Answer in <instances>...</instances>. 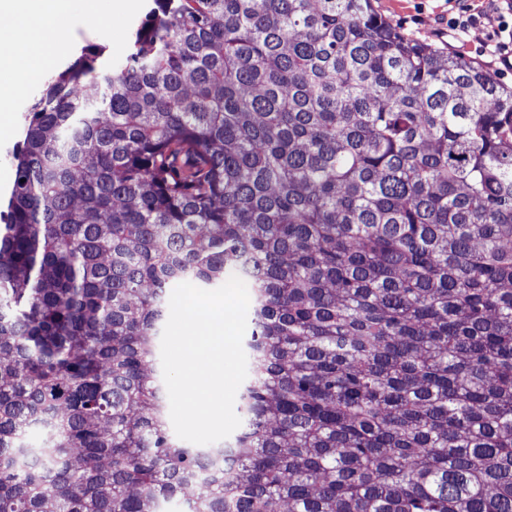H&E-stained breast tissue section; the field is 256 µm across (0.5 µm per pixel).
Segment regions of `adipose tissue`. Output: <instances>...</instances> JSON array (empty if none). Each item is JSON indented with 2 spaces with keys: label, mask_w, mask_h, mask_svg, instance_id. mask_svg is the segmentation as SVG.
I'll use <instances>...</instances> for the list:
<instances>
[{
  "label": "adipose tissue",
  "mask_w": 512,
  "mask_h": 512,
  "mask_svg": "<svg viewBox=\"0 0 512 512\" xmlns=\"http://www.w3.org/2000/svg\"><path fill=\"white\" fill-rule=\"evenodd\" d=\"M73 0H0V112L21 86L50 67L63 47Z\"/></svg>",
  "instance_id": "adipose-tissue-1"
}]
</instances>
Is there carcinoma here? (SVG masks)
Listing matches in <instances>:
<instances>
[{"label": "carcinoma", "instance_id": "obj_1", "mask_svg": "<svg viewBox=\"0 0 512 512\" xmlns=\"http://www.w3.org/2000/svg\"><path fill=\"white\" fill-rule=\"evenodd\" d=\"M106 52L10 153L0 512H512V89L372 0H152ZM233 275L242 425L195 448L166 302Z\"/></svg>", "mask_w": 512, "mask_h": 512}]
</instances>
